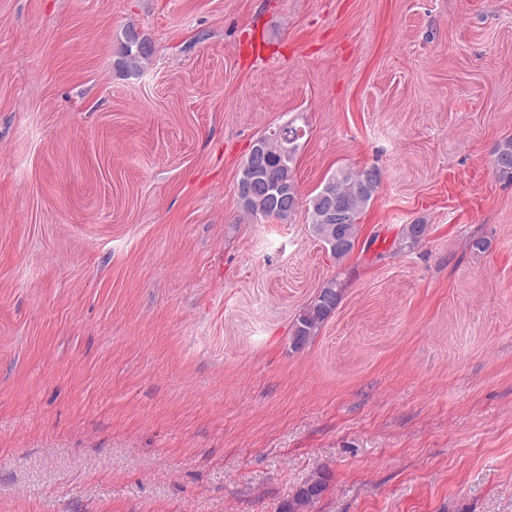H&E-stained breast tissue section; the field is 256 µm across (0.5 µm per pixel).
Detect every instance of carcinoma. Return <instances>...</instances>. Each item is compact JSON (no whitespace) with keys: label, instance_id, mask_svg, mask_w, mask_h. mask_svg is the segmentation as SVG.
I'll use <instances>...</instances> for the list:
<instances>
[{"label":"carcinoma","instance_id":"carcinoma-1","mask_svg":"<svg viewBox=\"0 0 512 512\" xmlns=\"http://www.w3.org/2000/svg\"><path fill=\"white\" fill-rule=\"evenodd\" d=\"M128 43L126 58L122 61L128 72L140 71L153 55V44L142 38L133 28L124 33ZM297 147L288 154L280 153L275 143H270L262 167V179L268 189L288 192L298 198V206H307L314 235L327 247L338 262L354 250L360 231V220L374 202L381 185L382 171L368 180L369 168L343 166L336 169L319 187L316 194L303 200L295 177L294 161ZM493 167L512 178V136L499 142L494 152ZM243 211L252 217L287 220L289 216L270 205L267 189L251 194L237 192ZM427 233L425 224H406L399 238L401 248H413ZM343 294L341 284L334 278L326 281L317 296L298 314L291 327L293 348L306 345L339 305ZM328 486L327 474L320 472L309 478L283 506V512H312V508Z\"/></svg>","mask_w":512,"mask_h":512}]
</instances>
